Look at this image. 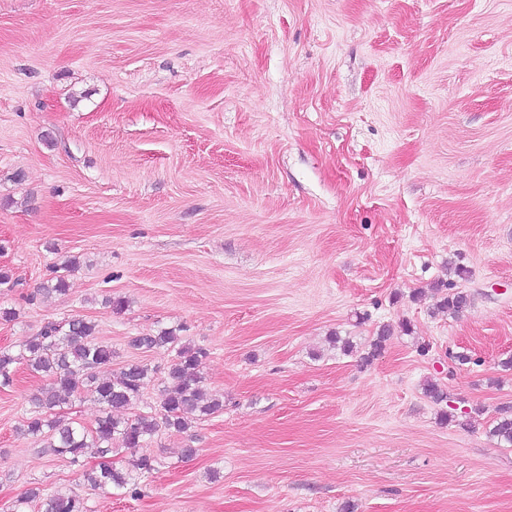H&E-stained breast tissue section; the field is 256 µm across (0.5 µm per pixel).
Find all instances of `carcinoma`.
<instances>
[{
	"label": "carcinoma",
	"mask_w": 512,
	"mask_h": 512,
	"mask_svg": "<svg viewBox=\"0 0 512 512\" xmlns=\"http://www.w3.org/2000/svg\"><path fill=\"white\" fill-rule=\"evenodd\" d=\"M473 296L453 289L435 303V312L454 316L471 306ZM96 325L80 318L66 323L50 322L29 340L19 352L0 350V381L7 384L13 366L23 364L35 376L45 379V385L33 399V408L21 432L41 443L56 456L79 464L89 450L102 458L98 466L85 472L90 486L127 488L137 493L138 472L154 467L155 459L142 455L136 470H120L112 464V455L121 450L136 451L164 428L185 433L191 421H200L224 410V397L203 388L199 372L202 348L183 341L175 329H165L155 335L138 336L133 345L138 348L164 347L174 352L168 366L159 409L134 418H119L115 413L136 403L147 385L150 369L140 363H130L115 378L100 376V370L112 366V346L97 340ZM394 330L385 327L370 343L371 351L364 357L369 362L381 354ZM91 390L101 405V415L95 425L86 428L53 416L56 408L72 401L84 389ZM491 434L501 442L512 445V408L500 410ZM37 501L41 512H92L88 502L73 492L57 491L46 497L40 490L31 489L19 499L20 503Z\"/></svg>",
	"instance_id": "1"
}]
</instances>
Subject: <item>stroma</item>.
I'll use <instances>...</instances> for the list:
<instances>
[{
    "label": "stroma",
    "instance_id": "1",
    "mask_svg": "<svg viewBox=\"0 0 512 512\" xmlns=\"http://www.w3.org/2000/svg\"><path fill=\"white\" fill-rule=\"evenodd\" d=\"M0 269V350L92 320L113 371H151L134 415L172 354L132 340L176 328L224 396L158 432L134 497L21 434L43 381L16 366L0 512H39L32 487L92 512H512L490 433L512 406V0H0ZM439 283L471 306L434 314Z\"/></svg>",
    "mask_w": 512,
    "mask_h": 512
}]
</instances>
